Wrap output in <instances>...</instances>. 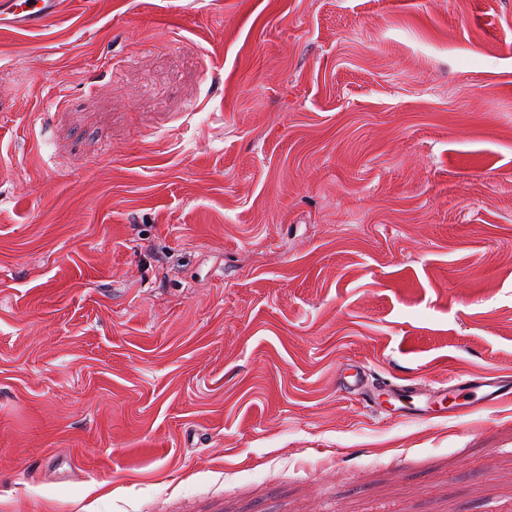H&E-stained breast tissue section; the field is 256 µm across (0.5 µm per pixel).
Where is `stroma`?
<instances>
[{
	"mask_svg": "<svg viewBox=\"0 0 512 512\" xmlns=\"http://www.w3.org/2000/svg\"><path fill=\"white\" fill-rule=\"evenodd\" d=\"M57 2L0 25V512H512V398L386 393L512 378V0Z\"/></svg>",
	"mask_w": 512,
	"mask_h": 512,
	"instance_id": "1",
	"label": "stroma"
}]
</instances>
